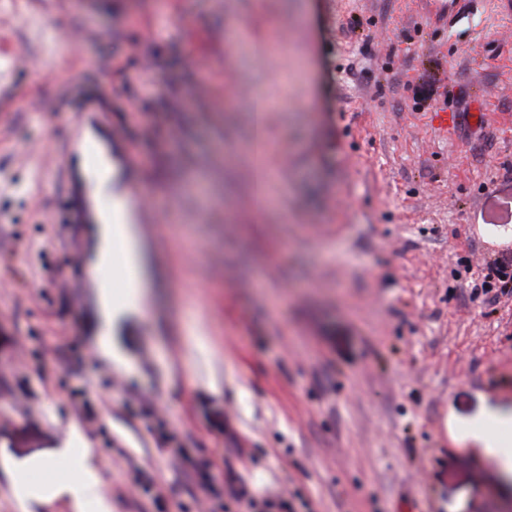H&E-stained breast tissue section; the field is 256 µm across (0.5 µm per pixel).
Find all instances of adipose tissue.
<instances>
[{"label": "adipose tissue", "mask_w": 512, "mask_h": 512, "mask_svg": "<svg viewBox=\"0 0 512 512\" xmlns=\"http://www.w3.org/2000/svg\"><path fill=\"white\" fill-rule=\"evenodd\" d=\"M131 218V213L119 214L113 224L103 226L100 231L98 262L117 257L127 273L129 288L127 295L119 300L107 292L100 297V336L105 341L112 334L113 321L138 309L146 286L141 246ZM475 438L483 444L487 455L502 467L504 474H512V419L491 414L487 424L477 430ZM89 455L86 448H62L45 464L51 471L61 466L67 468L66 490L74 512H81L88 499L99 495L97 482L88 467Z\"/></svg>", "instance_id": "obj_1"}]
</instances>
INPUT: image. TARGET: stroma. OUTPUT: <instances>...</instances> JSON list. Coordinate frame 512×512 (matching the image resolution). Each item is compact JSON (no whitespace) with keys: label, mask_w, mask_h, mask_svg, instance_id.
Here are the masks:
<instances>
[{"label":"stroma","mask_w":512,"mask_h":512,"mask_svg":"<svg viewBox=\"0 0 512 512\" xmlns=\"http://www.w3.org/2000/svg\"><path fill=\"white\" fill-rule=\"evenodd\" d=\"M370 54H363V44ZM452 90L438 130L420 79ZM484 109L472 125V102ZM93 128L139 212L147 288L98 345V227L75 149ZM512 21L437 0H0V452L81 438L84 512H208L231 478L263 512H512L471 436L512 410ZM153 415L135 417L128 394ZM0 512H73L68 494ZM486 274L480 282H472L469 286L473 296H485L488 300L498 297V290H503L508 282L512 284V267L509 263L494 260L486 264Z\"/></svg>","instance_id":"stroma-1"}]
</instances>
